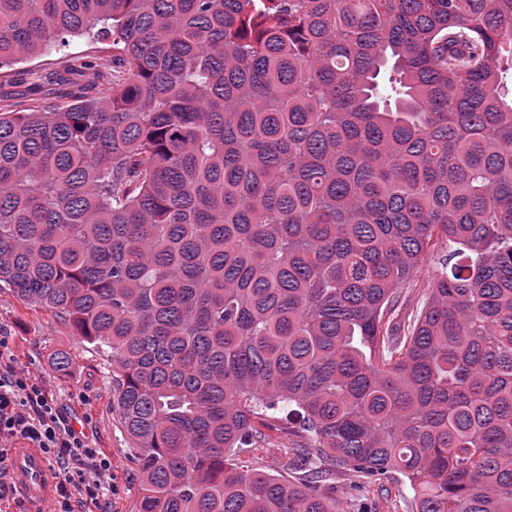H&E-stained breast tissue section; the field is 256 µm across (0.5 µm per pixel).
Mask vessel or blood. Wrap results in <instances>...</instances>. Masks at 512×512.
I'll list each match as a JSON object with an SVG mask.
<instances>
[{"mask_svg":"<svg viewBox=\"0 0 512 512\" xmlns=\"http://www.w3.org/2000/svg\"><path fill=\"white\" fill-rule=\"evenodd\" d=\"M13 459L12 483L24 512H50L55 479L45 454L37 448L21 447Z\"/></svg>","mask_w":512,"mask_h":512,"instance_id":"b4317fda","label":"vessel or blood"}]
</instances>
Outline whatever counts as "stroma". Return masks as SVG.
Wrapping results in <instances>:
<instances>
[{
    "label": "stroma",
    "mask_w": 512,
    "mask_h": 512,
    "mask_svg": "<svg viewBox=\"0 0 512 512\" xmlns=\"http://www.w3.org/2000/svg\"><path fill=\"white\" fill-rule=\"evenodd\" d=\"M105 49L102 43L91 45L85 39L71 38L64 47L19 63L17 80L0 85V95L23 100L30 73L56 67L64 58L83 57ZM0 331L12 336L17 363L40 376L47 392L75 428L84 431L112 462L111 489L99 504L90 505V512H136L139 466L134 443L113 399L111 361L82 341L71 324L57 313L28 306L6 288L0 290ZM63 354L71 361L70 368L65 370L56 364ZM259 429L262 439L256 447L240 454L239 464L295 480L297 436L282 420L260 423Z\"/></svg>",
    "instance_id": "1"
}]
</instances>
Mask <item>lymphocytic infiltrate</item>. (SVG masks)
Returning <instances> with one entry per match:
<instances>
[{"label": "lymphocytic infiltrate", "mask_w": 512, "mask_h": 512, "mask_svg": "<svg viewBox=\"0 0 512 512\" xmlns=\"http://www.w3.org/2000/svg\"><path fill=\"white\" fill-rule=\"evenodd\" d=\"M21 444L41 449L55 470L52 512H76V505L104 498L110 460L74 427L43 384L19 367L11 337L0 332V474Z\"/></svg>", "instance_id": "obj_1"}]
</instances>
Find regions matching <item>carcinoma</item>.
I'll list each match as a JSON object with an SVG mask.
<instances>
[{"label": "carcinoma", "instance_id": "1", "mask_svg": "<svg viewBox=\"0 0 512 512\" xmlns=\"http://www.w3.org/2000/svg\"><path fill=\"white\" fill-rule=\"evenodd\" d=\"M71 37L99 94L0 98V285L112 361L137 512H512V0H0V78ZM282 413L330 468L236 463ZM434 265L433 261L429 262L425 271L420 273L415 282L406 284L400 289L396 313L401 329L405 328L406 330L407 325L412 323L415 316L423 308L427 299V288H424V285L428 275H432ZM369 497L372 499L376 512H411V494L392 483L374 485L370 489Z\"/></svg>", "mask_w": 512, "mask_h": 512}]
</instances>
